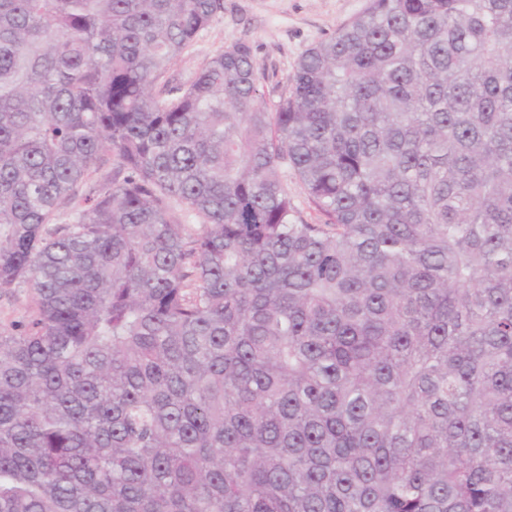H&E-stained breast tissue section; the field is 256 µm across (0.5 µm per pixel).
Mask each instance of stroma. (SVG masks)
<instances>
[{
  "label": "stroma",
  "mask_w": 512,
  "mask_h": 512,
  "mask_svg": "<svg viewBox=\"0 0 512 512\" xmlns=\"http://www.w3.org/2000/svg\"><path fill=\"white\" fill-rule=\"evenodd\" d=\"M367 4L368 0H224L223 12L173 63L167 77L189 83L212 55L244 43L252 49L266 105L275 109L303 53L334 35ZM34 311V294L27 285L0 289V332L22 328Z\"/></svg>",
  "instance_id": "obj_1"
}]
</instances>
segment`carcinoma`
<instances>
[{
  "mask_svg": "<svg viewBox=\"0 0 512 512\" xmlns=\"http://www.w3.org/2000/svg\"><path fill=\"white\" fill-rule=\"evenodd\" d=\"M222 9L0 0V512H512V0H369L273 112L164 78ZM123 175L117 158L114 155H107L105 161L92 173L90 180H88L83 190L88 192L90 187L95 186L106 178H117L121 180ZM288 189L292 193L294 205L299 216L309 224H318L323 221V217L314 209L310 203L307 194L292 175L288 172ZM35 311L34 294L26 284L0 289V332L21 329Z\"/></svg>",
  "mask_w": 512,
  "mask_h": 512,
  "instance_id": "cac0c4a2",
  "label": "carcinoma"
}]
</instances>
